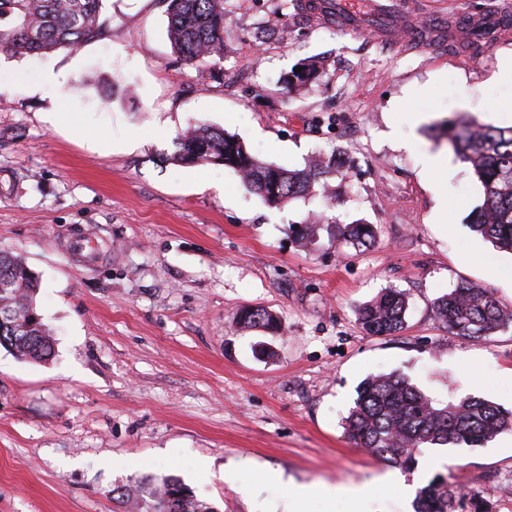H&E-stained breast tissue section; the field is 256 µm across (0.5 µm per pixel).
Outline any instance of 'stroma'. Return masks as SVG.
<instances>
[{
	"instance_id": "35a3bbf8",
	"label": "stroma",
	"mask_w": 512,
	"mask_h": 512,
	"mask_svg": "<svg viewBox=\"0 0 512 512\" xmlns=\"http://www.w3.org/2000/svg\"><path fill=\"white\" fill-rule=\"evenodd\" d=\"M456 23L504 0H422ZM166 0H103L76 49L0 52V252L40 281L36 307L55 339L46 361L0 347V512H123L115 487L173 475L216 512H286L289 483L323 491L314 512H413L387 484L459 477L464 512H512V431L484 445L421 449L414 470L352 447L343 420L367 377L398 372L445 403L478 397L512 409V329L467 339L429 303L458 281L512 309V254L471 231L482 201L471 166L435 124L512 127V35L433 49L378 42L319 23L280 0H225L224 56L185 63L167 36ZM319 83L281 86L297 63ZM69 92L26 89L39 69ZM72 122L54 125L52 110ZM207 123L260 161L301 169L340 152L335 196L269 206L230 169L173 162L175 138ZM447 160L434 183L421 158ZM367 223L374 248L292 226ZM88 239L85 261L70 249ZM407 294L404 329L374 336L355 309ZM245 305L283 333L245 331ZM241 465L237 481L227 464Z\"/></svg>"
}]
</instances>
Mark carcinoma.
<instances>
[{"label":"carcinoma","instance_id":"obj_1","mask_svg":"<svg viewBox=\"0 0 512 512\" xmlns=\"http://www.w3.org/2000/svg\"><path fill=\"white\" fill-rule=\"evenodd\" d=\"M168 38L175 52L190 64L224 55V0H167ZM102 0H0V50L13 55L51 53L74 49L98 27ZM291 73L285 90L310 85L321 76L314 63ZM455 155L472 166L482 186L483 202L473 215L472 231L497 248L512 252V128H497L477 121L448 130L439 125ZM173 160L180 165L201 163L224 166L238 173L246 189L277 207L304 197L323 178L340 173L336 154L309 161L302 169L287 170L253 156L235 135L201 124L178 138ZM373 224H338L336 240L355 249L376 240ZM38 280L25 262L0 252V306L12 318L0 323V346L21 359L42 360L53 350L52 335L35 308ZM408 297L389 289L356 310L357 320L369 334L394 335L403 329ZM442 328L467 338H483L512 328V310L503 308L491 290L461 281L430 303ZM243 328L277 334L278 317L259 306H244L236 313ZM512 429V411L474 397L437 403L401 373L372 376L359 388L354 407L344 420V435L356 448L395 467L408 469L415 455L430 445H480ZM119 504L132 502L145 512H216L200 501L176 476L153 489L144 477L112 489ZM458 502L454 484L437 474L418 495L416 512H454Z\"/></svg>","mask_w":512,"mask_h":512}]
</instances>
